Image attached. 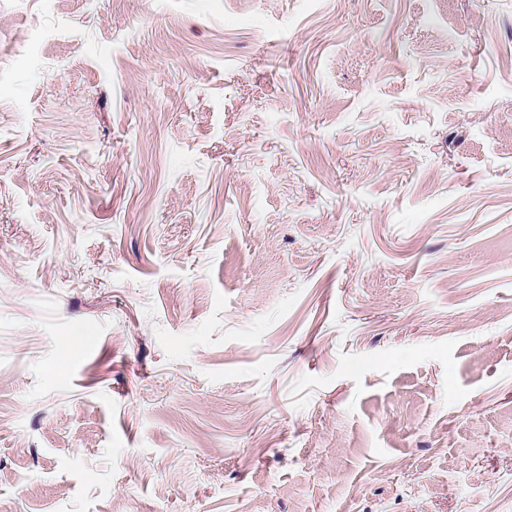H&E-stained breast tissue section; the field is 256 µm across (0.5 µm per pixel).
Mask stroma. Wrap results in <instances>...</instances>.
Here are the masks:
<instances>
[{
  "label": "stroma",
  "instance_id": "1",
  "mask_svg": "<svg viewBox=\"0 0 512 512\" xmlns=\"http://www.w3.org/2000/svg\"><path fill=\"white\" fill-rule=\"evenodd\" d=\"M0 512H512V0H0Z\"/></svg>",
  "mask_w": 512,
  "mask_h": 512
}]
</instances>
